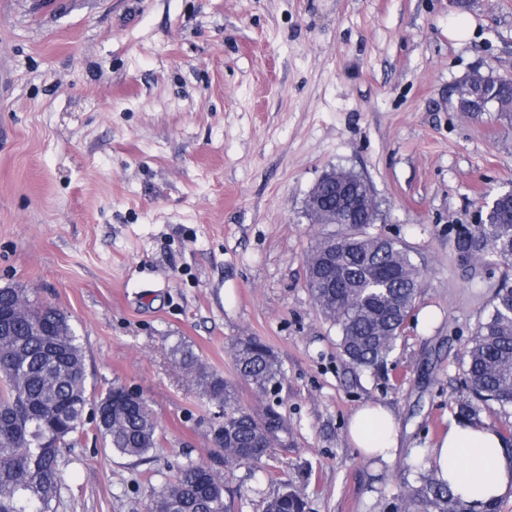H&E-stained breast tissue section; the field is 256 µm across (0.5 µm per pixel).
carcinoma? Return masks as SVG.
Segmentation results:
<instances>
[{"instance_id":"1","label":"carcinoma","mask_w":512,"mask_h":512,"mask_svg":"<svg viewBox=\"0 0 512 512\" xmlns=\"http://www.w3.org/2000/svg\"><path fill=\"white\" fill-rule=\"evenodd\" d=\"M488 97L512 116V78L495 75L482 93L464 84L460 111L473 112ZM468 258L493 257L505 268L488 313L480 318L462 357L470 395L457 404L458 418L478 423L495 404L512 411V197L499 196L481 223L458 238ZM307 288L317 310L338 328L339 346L359 369L387 363L404 330L421 285V272L396 242L363 230L320 232L307 259ZM239 376L263 399L284 377L274 353L254 337L229 350ZM177 363L200 388L201 399L224 401V466L259 462L288 424L268 402L239 405L233 385L206 370L192 347L174 348ZM114 386L88 392L79 338L68 316L45 306L23 288H0V512H49L62 482L60 458L84 427L87 407L96 410V430L108 447L141 458L157 446V424L143 396H124ZM414 483L385 500L383 512H474L437 478L426 460L407 466ZM306 487L288 482L266 501L265 512H306ZM147 512H231L224 477L187 460L174 479L151 490Z\"/></svg>"}]
</instances>
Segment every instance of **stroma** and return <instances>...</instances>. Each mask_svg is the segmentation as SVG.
Returning <instances> with one entry per match:
<instances>
[{
    "instance_id": "35a3bbf8",
    "label": "stroma",
    "mask_w": 512,
    "mask_h": 512,
    "mask_svg": "<svg viewBox=\"0 0 512 512\" xmlns=\"http://www.w3.org/2000/svg\"><path fill=\"white\" fill-rule=\"evenodd\" d=\"M461 15L462 44L448 37ZM510 60L512 0H0V287L65 313L89 392L125 385L158 424L135 459L85 419L51 512H145L189 459L223 473L234 512H263L289 479L307 512H381L403 460L447 432L501 284L457 236L482 191L512 185V121L458 111L455 88ZM333 168L367 180L369 233L422 275L377 374L352 369L306 288L319 227L304 204ZM243 336L283 366L268 401L288 440L228 470L214 407L172 349L186 341L252 408L228 353ZM368 403L399 422L390 461L347 438Z\"/></svg>"
}]
</instances>
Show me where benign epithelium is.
Wrapping results in <instances>:
<instances>
[{
  "mask_svg": "<svg viewBox=\"0 0 512 512\" xmlns=\"http://www.w3.org/2000/svg\"><path fill=\"white\" fill-rule=\"evenodd\" d=\"M324 184L336 189L335 206L331 208L324 206L318 197V191ZM305 206L312 224H353L360 211L377 212V203L367 182L360 176H350L342 169L324 173L308 194Z\"/></svg>",
  "mask_w": 512,
  "mask_h": 512,
  "instance_id": "1",
  "label": "benign epithelium"
}]
</instances>
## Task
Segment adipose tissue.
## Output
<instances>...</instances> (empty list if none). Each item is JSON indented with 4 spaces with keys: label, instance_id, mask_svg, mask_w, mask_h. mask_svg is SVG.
<instances>
[{
    "label": "adipose tissue",
    "instance_id": "1",
    "mask_svg": "<svg viewBox=\"0 0 512 512\" xmlns=\"http://www.w3.org/2000/svg\"><path fill=\"white\" fill-rule=\"evenodd\" d=\"M351 443L366 455L390 459L399 447L394 414L370 403L359 408L348 423ZM502 434L489 426L452 421L447 433L431 450L437 476L469 503L512 498V454L504 449Z\"/></svg>",
    "mask_w": 512,
    "mask_h": 512
}]
</instances>
